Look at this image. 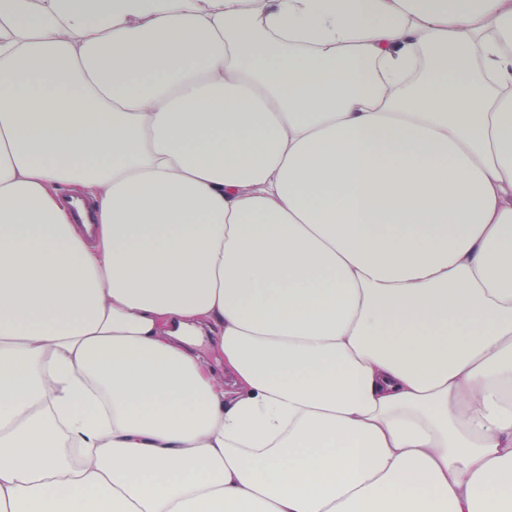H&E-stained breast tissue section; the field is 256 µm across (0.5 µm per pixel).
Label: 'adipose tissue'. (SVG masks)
Listing matches in <instances>:
<instances>
[{
    "instance_id": "ef3b65f1",
    "label": "adipose tissue",
    "mask_w": 512,
    "mask_h": 512,
    "mask_svg": "<svg viewBox=\"0 0 512 512\" xmlns=\"http://www.w3.org/2000/svg\"><path fill=\"white\" fill-rule=\"evenodd\" d=\"M0 512H512V0H0Z\"/></svg>"
}]
</instances>
